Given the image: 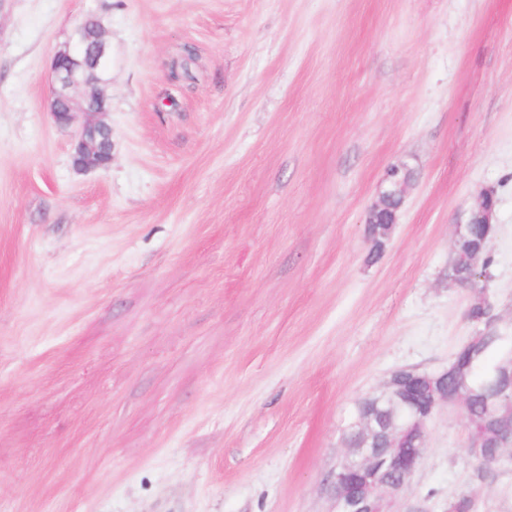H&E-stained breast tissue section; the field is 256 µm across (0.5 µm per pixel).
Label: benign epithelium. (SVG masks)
<instances>
[{
  "label": "benign epithelium",
  "instance_id": "obj_1",
  "mask_svg": "<svg viewBox=\"0 0 512 512\" xmlns=\"http://www.w3.org/2000/svg\"><path fill=\"white\" fill-rule=\"evenodd\" d=\"M112 53L103 30L90 33L86 23L77 25L67 44L59 49L52 62V90L49 112L54 123L67 129L81 112L87 120L77 131L73 146V166L78 172L94 171L106 167L112 161V128L106 121L109 104L106 87L109 80L99 81L93 91L85 89L89 75L110 74ZM405 166H394L386 174L379 192V199L367 214L371 223L372 213L392 203L389 226L398 221L403 205L409 176ZM496 200L492 192L481 194L477 206L471 211L466 224L456 231L455 239L463 240L471 235L476 225L492 223ZM405 375L401 381L390 374L384 389L395 390L393 405L397 416L407 421L399 432H392L384 448H349L345 457L357 458V465L344 461L336 468L330 485V495L335 512H396L412 495L413 478L417 474L422 450L408 448V434L420 433L426 437L427 427L438 408L447 404L465 415L469 397L463 393H448V370L420 372L412 367L398 369ZM494 384L512 391V356L502 360L494 377ZM512 419V398L495 403L487 420L467 424L468 455L488 466L497 463L492 448L512 453V428L504 430L505 418Z\"/></svg>",
  "mask_w": 512,
  "mask_h": 512
}]
</instances>
